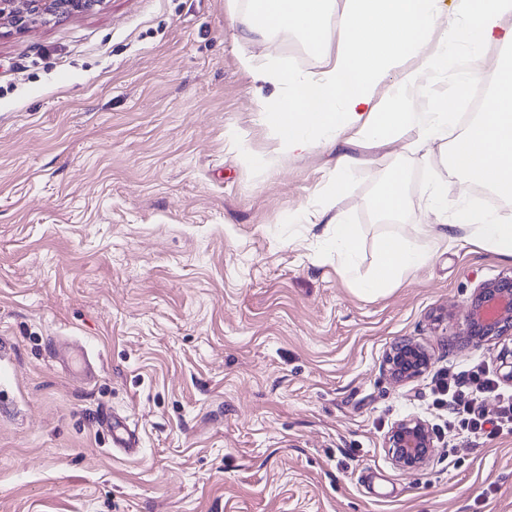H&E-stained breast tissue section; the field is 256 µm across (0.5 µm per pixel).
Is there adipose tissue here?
<instances>
[{
    "mask_svg": "<svg viewBox=\"0 0 512 512\" xmlns=\"http://www.w3.org/2000/svg\"><path fill=\"white\" fill-rule=\"evenodd\" d=\"M441 0H344L333 11L330 0H248L238 38L296 33L309 45L323 48L331 36L339 53L323 70L292 75L273 73L279 94L266 99L263 121L289 152L320 146L336 153L335 190H342L352 159L339 150L354 140L379 144L414 135L424 148L449 141L448 172L467 185L491 189L512 200V69L503 68L483 112L460 135H452V115L439 100L423 111L413 108L438 72L447 66L449 44L465 41L474 47L512 45V0H454V12L466 27L436 28ZM416 56V68L404 71L382 101L373 90L405 59ZM433 223L422 225L423 238L410 242L393 235L375 244L373 270L358 280L367 298L383 294L428 265L439 250L451 247L456 232L469 242L512 260V216L481 212L469 206L448 208V188L435 183L427 209ZM333 233L324 242L346 271H354L360 252L356 225L332 217Z\"/></svg>",
    "mask_w": 512,
    "mask_h": 512,
    "instance_id": "ef3b65f1",
    "label": "adipose tissue"
}]
</instances>
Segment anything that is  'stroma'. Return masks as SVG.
Segmentation results:
<instances>
[{
	"label": "stroma",
	"mask_w": 512,
	"mask_h": 512,
	"mask_svg": "<svg viewBox=\"0 0 512 512\" xmlns=\"http://www.w3.org/2000/svg\"><path fill=\"white\" fill-rule=\"evenodd\" d=\"M246 5L105 0L0 28V512H512V432L449 429L434 394L512 349L461 334L512 260L461 241L369 299L322 250L343 214L368 274L379 236L421 239L434 181L452 207L474 187L443 146L358 141L332 193L335 153L288 152L239 57L317 72L339 41L235 40ZM395 170L408 203L384 217ZM403 339L432 361L399 384ZM112 413L138 452L113 450ZM412 416L440 443L407 472L386 436ZM406 205L405 186L401 173L393 171L384 179L373 198L374 209L383 215H396Z\"/></svg>",
	"instance_id": "stroma-1"
}]
</instances>
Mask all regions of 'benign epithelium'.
<instances>
[{"label":"benign epithelium","mask_w":512,"mask_h":512,"mask_svg":"<svg viewBox=\"0 0 512 512\" xmlns=\"http://www.w3.org/2000/svg\"><path fill=\"white\" fill-rule=\"evenodd\" d=\"M104 0H0V27L23 29L37 21L61 19L73 12L94 11ZM512 331V276L484 282L475 290L464 316L463 335L478 340L494 339ZM428 353L403 340L394 345L386 361L397 382L420 374L429 364ZM386 447L395 465L416 470L428 464L436 448L431 426L419 417L396 422L388 432Z\"/></svg>","instance_id":"1"}]
</instances>
